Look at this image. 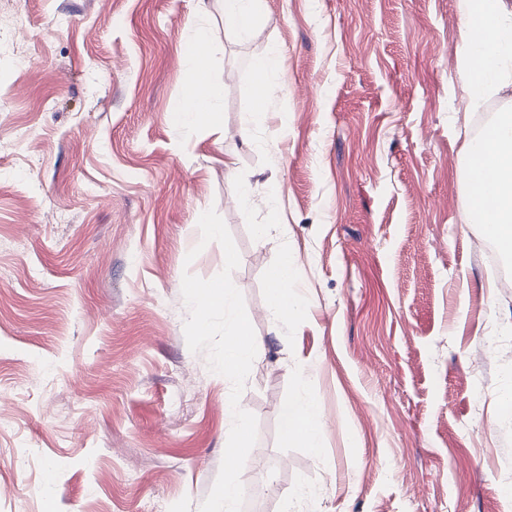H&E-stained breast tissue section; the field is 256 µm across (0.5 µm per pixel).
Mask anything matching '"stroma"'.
Here are the masks:
<instances>
[{
	"instance_id": "35a3bbf8",
	"label": "stroma",
	"mask_w": 512,
	"mask_h": 512,
	"mask_svg": "<svg viewBox=\"0 0 512 512\" xmlns=\"http://www.w3.org/2000/svg\"><path fill=\"white\" fill-rule=\"evenodd\" d=\"M206 6L0 0V512H199L231 392L184 335V272L225 264L210 208L260 345L240 398L259 512L508 505L512 299L463 221V166L512 87L471 107L457 0H265L243 40ZM199 17L221 120L185 127ZM273 45L258 113L251 61ZM285 251L295 317L268 307ZM300 396L323 410L318 457L281 437Z\"/></svg>"
}]
</instances>
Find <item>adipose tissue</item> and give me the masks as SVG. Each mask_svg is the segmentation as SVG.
<instances>
[{
    "label": "adipose tissue",
    "instance_id": "obj_1",
    "mask_svg": "<svg viewBox=\"0 0 512 512\" xmlns=\"http://www.w3.org/2000/svg\"><path fill=\"white\" fill-rule=\"evenodd\" d=\"M467 31L460 48V66L470 72L464 91L471 102L500 93L512 85V6L507 0H458ZM265 11L264 0H223L227 33L245 37L252 33ZM210 32L197 28L185 45L183 58L194 76L181 105L173 113L177 124L218 122L216 102L220 87L209 74ZM466 181L471 188L466 221L490 224L502 248L512 250V114L503 117L491 132L467 149ZM298 271L289 254H281L269 279V308L280 316L294 315L298 303L286 286ZM322 408L313 398L288 400L282 407L281 435L302 443L320 455Z\"/></svg>",
    "mask_w": 512,
    "mask_h": 512
}]
</instances>
